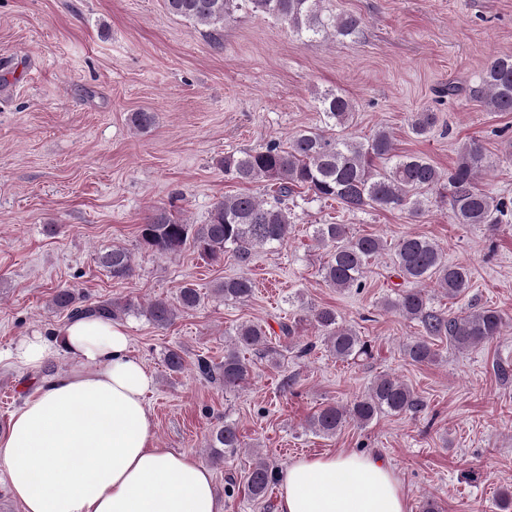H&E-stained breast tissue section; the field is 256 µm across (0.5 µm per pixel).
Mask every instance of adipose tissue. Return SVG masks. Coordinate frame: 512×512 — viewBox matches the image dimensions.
I'll list each match as a JSON object with an SVG mask.
<instances>
[{"mask_svg": "<svg viewBox=\"0 0 512 512\" xmlns=\"http://www.w3.org/2000/svg\"><path fill=\"white\" fill-rule=\"evenodd\" d=\"M129 344L122 324L81 318L5 354L34 372L60 347L72 361L42 379L0 437V467L22 512H224L209 467L155 447L145 402L154 377ZM280 479L278 512H407L400 480L375 456L303 457Z\"/></svg>", "mask_w": 512, "mask_h": 512, "instance_id": "adipose-tissue-1", "label": "adipose tissue"}]
</instances>
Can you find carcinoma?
Instances as JSON below:
<instances>
[{
  "mask_svg": "<svg viewBox=\"0 0 512 512\" xmlns=\"http://www.w3.org/2000/svg\"><path fill=\"white\" fill-rule=\"evenodd\" d=\"M325 0H165L167 11L205 27V36L216 46L224 45V18L235 10L271 16L288 25L306 39L346 38L362 28L361 17L337 14L324 6ZM481 95L492 112H512V55L489 60L481 76ZM321 125L297 133L284 147L276 141L218 161L224 177L239 183L264 181L272 195L260 200L241 193L214 203L203 224H190L159 209L140 225L142 243L160 254L180 251L192 242L201 256L216 261L232 253L238 264H251L255 250L280 245L288 239L293 213L288 198L303 189L319 201L332 200L348 211L367 207L385 211H406L412 217L424 212L426 194L441 184L452 188L451 205L458 224H484L495 231L502 219L512 215V200L495 198L479 187L486 168L483 145L471 141L462 146L455 165L442 172L427 158L396 153L394 137L384 128L370 136L356 139L343 133L354 111L352 101L338 91L318 97ZM436 123V113L416 112L411 118L412 133L427 136ZM317 243L330 248V257L320 269L323 281L339 291L365 288L364 273L370 262L385 250L383 240L375 235L354 236L345 224H317L313 229ZM101 265L112 277L126 279L135 273L132 254L114 246L100 256ZM393 263L406 286L384 301L386 309L418 322L420 336L405 347L406 356L416 364L435 361L434 340L448 338L458 350L474 348L503 335L506 321L490 307L473 301L467 310L451 314L432 305L420 288L434 283L446 296L456 298L471 287L467 266L450 264L438 246L420 235L403 236L395 249ZM214 293L226 301L246 302L254 293V284L244 276L227 277L217 283ZM200 303L197 289H180L176 303L157 300L146 309L154 324L165 327L177 313L195 309ZM52 306L69 318L95 317L119 320L138 309L128 301L112 300L85 304L70 288H59ZM308 321L324 337L329 352L339 361H355L371 355V345L357 331L345 324L335 308L309 309L295 323L280 324L281 338L292 341L298 336L297 325ZM266 329L259 323L243 322L236 326L231 343L224 349V362L214 364L197 358L200 375L220 381L224 389L234 390L249 375L243 350L268 347ZM423 401L399 378L384 374L377 377L367 392L350 404H328L310 419V427L324 437H333L345 423L366 425L381 414L416 415ZM242 447L234 423L214 428L209 448L217 463L224 455ZM276 480V471L263 458L248 469L247 487L255 500L266 498Z\"/></svg>",
  "mask_w": 512,
  "mask_h": 512,
  "instance_id": "cac0c4a2",
  "label": "carcinoma"
}]
</instances>
